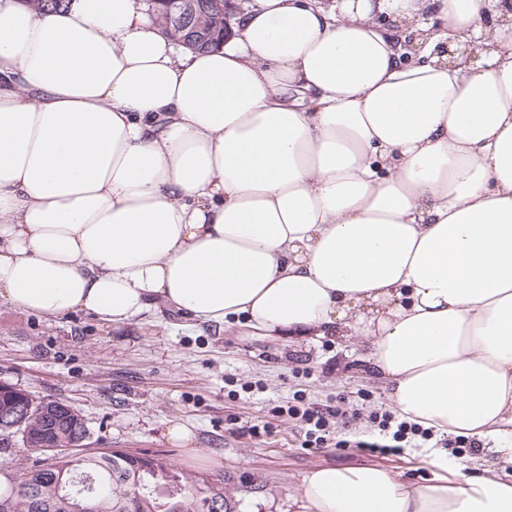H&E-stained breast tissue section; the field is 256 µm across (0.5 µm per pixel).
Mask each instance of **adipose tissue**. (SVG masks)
<instances>
[{"instance_id":"1","label":"adipose tissue","mask_w":512,"mask_h":512,"mask_svg":"<svg viewBox=\"0 0 512 512\" xmlns=\"http://www.w3.org/2000/svg\"><path fill=\"white\" fill-rule=\"evenodd\" d=\"M1 305L359 339L503 472L326 465L297 512H512V4L252 0L199 53L138 0H0Z\"/></svg>"}]
</instances>
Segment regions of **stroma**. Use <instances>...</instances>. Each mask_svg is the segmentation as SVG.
<instances>
[{
  "label": "stroma",
  "instance_id": "stroma-1",
  "mask_svg": "<svg viewBox=\"0 0 512 512\" xmlns=\"http://www.w3.org/2000/svg\"><path fill=\"white\" fill-rule=\"evenodd\" d=\"M359 353L355 340L290 344L240 327H192L162 308L112 326L81 313L51 319L0 307V383L79 411L88 448L147 453L184 473L230 477L240 512H295L303 476L325 465L374 464L418 482L430 477L432 448L388 457L356 448L309 453L297 448L288 422H276L261 440L230 429V418L266 415L297 390L312 402L347 407L361 406L365 392L372 406L386 407ZM231 378L251 382V392L229 398ZM172 420L193 428L194 448L165 440Z\"/></svg>",
  "mask_w": 512,
  "mask_h": 512
}]
</instances>
